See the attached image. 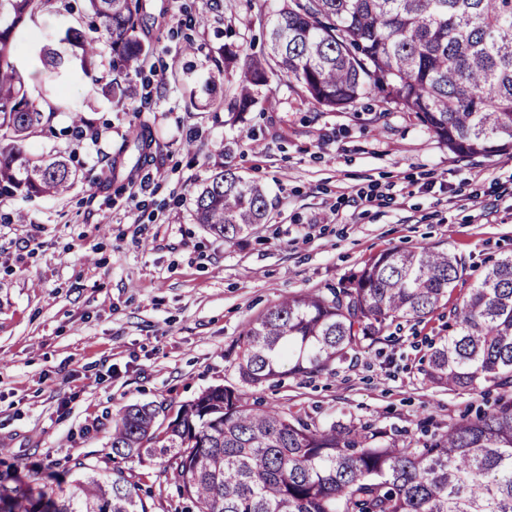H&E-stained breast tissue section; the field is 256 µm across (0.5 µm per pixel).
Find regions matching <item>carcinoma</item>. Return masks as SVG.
<instances>
[{
  "instance_id": "1",
  "label": "carcinoma",
  "mask_w": 512,
  "mask_h": 512,
  "mask_svg": "<svg viewBox=\"0 0 512 512\" xmlns=\"http://www.w3.org/2000/svg\"><path fill=\"white\" fill-rule=\"evenodd\" d=\"M96 26L68 27L76 71L112 104L127 106L131 76L151 51L140 36L145 0H84ZM52 0H0V196L62 195L73 172L35 158L24 141L66 100L30 94L17 38ZM270 52L245 63V85L215 108L243 112L251 87L288 79L314 105L347 110L378 94L414 116L450 152L512 149V0H288L268 20ZM112 69L103 71L101 45ZM199 224L233 245L271 219L264 188L217 167L195 199ZM463 274L445 250L420 246L370 257L338 288L290 295L248 323L231 348L247 385L320 373L381 339L396 321L421 322L448 302ZM452 333L432 347L425 377L451 390L502 388L494 406L417 446L367 423L317 426L257 407L235 386L209 389L168 423L152 404L119 410L112 474L91 471L58 499L35 474L0 472V512H149L142 478L122 463L159 466L158 495L175 512H512V256L486 268L454 305ZM175 466H170V461Z\"/></svg>"
}]
</instances>
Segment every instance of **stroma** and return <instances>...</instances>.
<instances>
[{"label":"stroma","mask_w":512,"mask_h":512,"mask_svg":"<svg viewBox=\"0 0 512 512\" xmlns=\"http://www.w3.org/2000/svg\"><path fill=\"white\" fill-rule=\"evenodd\" d=\"M72 2L56 0L24 30L25 72L60 25L88 28ZM282 4L146 0L139 35L152 52L131 78L133 111L81 77L56 80L71 108L25 150L70 157L78 179L62 196L0 198L1 470H39L60 497L76 479L61 462L110 473L120 408L172 414L238 384L228 352L247 323L282 297L337 286L382 251L448 250L464 266L456 300L512 254V150L461 158L379 97L334 112L283 80L257 87L240 115L210 106L207 85L233 95L246 59L268 53L267 20ZM187 42L194 53H180ZM230 51L236 62L217 72ZM76 111L92 132L73 135ZM137 126L151 134L139 165L100 185ZM220 163L263 186L272 206L270 223L231 247L195 218ZM448 321L444 308L401 323L332 370L249 388V399L320 425L368 422L406 442L428 439L495 397L426 380L429 346Z\"/></svg>","instance_id":"stroma-1"}]
</instances>
